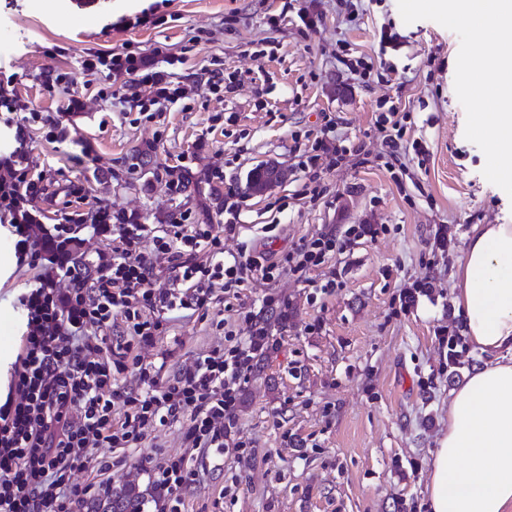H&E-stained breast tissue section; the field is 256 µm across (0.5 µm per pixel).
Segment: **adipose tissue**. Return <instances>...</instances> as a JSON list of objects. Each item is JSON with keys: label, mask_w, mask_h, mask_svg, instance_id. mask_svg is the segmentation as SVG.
Segmentation results:
<instances>
[{"label": "adipose tissue", "mask_w": 512, "mask_h": 512, "mask_svg": "<svg viewBox=\"0 0 512 512\" xmlns=\"http://www.w3.org/2000/svg\"><path fill=\"white\" fill-rule=\"evenodd\" d=\"M453 292L474 366L448 397L426 486L428 512H512V224H478Z\"/></svg>", "instance_id": "obj_1"}]
</instances>
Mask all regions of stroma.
<instances>
[{
	"instance_id": "1",
	"label": "stroma",
	"mask_w": 512,
	"mask_h": 512,
	"mask_svg": "<svg viewBox=\"0 0 512 512\" xmlns=\"http://www.w3.org/2000/svg\"><path fill=\"white\" fill-rule=\"evenodd\" d=\"M317 14L305 27L298 10ZM353 21H346L347 11ZM152 12L153 24H135ZM394 34L393 42L381 40ZM125 46L176 54L185 88L164 120L121 105L105 107L108 80L82 72L89 52ZM460 40L431 20L404 23L397 0H0V83L11 84L19 124L0 121V157L24 135L33 164L48 176L35 203L49 224L100 203L142 224L185 217L224 223V198L239 203L236 237L280 252L300 238L362 224L372 237L310 271L242 291L237 308L264 309L272 336L243 388L236 435L246 450L225 449L220 466L181 493V512H426L436 439L448 426V394L481 363L468 343L441 348L440 331L463 326L453 290L466 237L476 224L512 222V197L482 174L486 158L465 137L466 111L455 89ZM220 69L231 93H213ZM75 79L85 108L64 113L62 86ZM408 114L403 168L386 166L375 131L380 115ZM32 112L59 114L63 141L49 142ZM333 120L347 152L337 166H305L317 133ZM287 165L285 182L246 193L253 168ZM192 176L173 188L170 175ZM223 195L213 197L209 185ZM275 225L266 239L262 229ZM0 226V351L17 355L25 330L18 297L30 276ZM424 287L409 311L403 289ZM211 317L170 325L154 348L171 365L220 341ZM184 449L179 426L144 447L98 449L113 463L111 489L147 486L144 456Z\"/></svg>"
}]
</instances>
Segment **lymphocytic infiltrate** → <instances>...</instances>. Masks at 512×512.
<instances>
[{"instance_id":"lymphocytic-infiltrate-1","label":"lymphocytic infiltrate","mask_w":512,"mask_h":512,"mask_svg":"<svg viewBox=\"0 0 512 512\" xmlns=\"http://www.w3.org/2000/svg\"><path fill=\"white\" fill-rule=\"evenodd\" d=\"M81 69L117 80L111 99L126 109L163 116L184 89L158 69L154 54L115 49L86 54ZM29 150L17 139L0 158V221L15 252L34 274L19 297L26 332L12 366L9 396L0 405V512H78L103 487L109 470L98 448H137L152 432L180 424L183 452L141 458L154 512H174L181 492L200 482L232 444L242 387L256 358L270 347L261 313L243 312L246 335L224 333L223 344L170 369L145 361L168 323L207 314L221 295L239 296L255 282L307 272L367 234L322 232L287 250L267 253L245 243L224 251L227 223L141 224L109 207L79 214L105 246L88 254L68 224L44 225L28 206L44 174L24 180ZM130 374L131 384L119 382ZM96 477L81 483L83 470Z\"/></svg>"}]
</instances>
